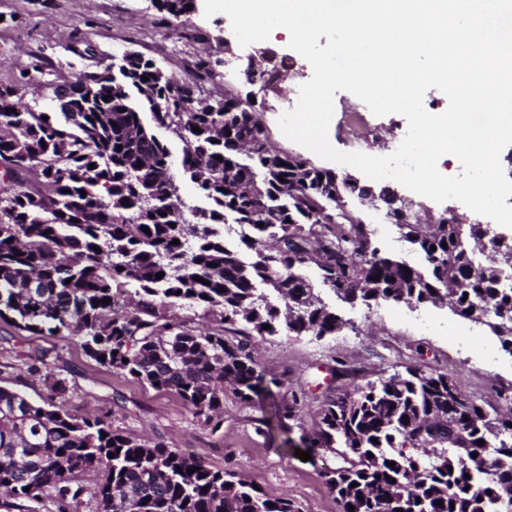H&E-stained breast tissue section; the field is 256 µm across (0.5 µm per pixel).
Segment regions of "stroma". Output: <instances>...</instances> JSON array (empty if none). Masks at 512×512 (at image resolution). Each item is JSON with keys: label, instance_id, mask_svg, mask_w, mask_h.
I'll list each match as a JSON object with an SVG mask.
<instances>
[{"label": "stroma", "instance_id": "stroma-1", "mask_svg": "<svg viewBox=\"0 0 512 512\" xmlns=\"http://www.w3.org/2000/svg\"><path fill=\"white\" fill-rule=\"evenodd\" d=\"M230 29V20L223 14L208 18L200 10L185 24L162 23L152 0H0V83L24 85L25 103L49 112L52 85L75 79L83 71L105 70L125 52H139L163 72L179 76L185 61L208 53L230 62L232 71L205 85V93L217 97L229 88L238 96L254 95L255 109L273 145L295 150V143L281 133L275 111L278 99L292 92V81L258 93L236 69L265 51L295 60L303 69L307 61L281 35L246 47L235 41L224 44L222 37ZM76 40L88 42L91 54L71 53L69 47ZM350 111L364 113L377 131L376 138L351 142L344 130ZM407 130L404 116H375L354 95L337 92L328 130L337 150L387 151ZM386 211L380 202L361 212L365 222L375 226L379 247L410 265L424 267L423 255L400 237ZM336 308L347 320L336 334L316 338L283 332L256 340L262 375L279 378L281 385L270 396L248 404L235 396L232 387H225L224 423L216 431L195 417L175 393L155 390L98 364L75 340L21 332L3 322L0 386L37 400L50 395L46 377L61 379L67 391L53 397L54 402L70 414L108 417L113 428L126 435L176 449L212 469L237 472L267 494L296 502L302 512H340L321 476L325 467L338 463V456L327 451L304 462L297 453L301 436L320 420L336 362H344L351 371L341 381L345 387L382 370L401 371L416 364L453 375L464 395L500 410L504 404L496 393L512 384V355L502 350L486 326L456 317L445 308L389 302L371 306L340 302ZM440 322L453 323L455 335L438 332ZM18 352L23 361H15ZM299 389L306 390L307 400L298 419H285L261 431L273 402L289 400Z\"/></svg>", "mask_w": 512, "mask_h": 512}]
</instances>
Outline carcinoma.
Instances as JSON below:
<instances>
[{"instance_id":"obj_1","label":"carcinoma","mask_w":512,"mask_h":512,"mask_svg":"<svg viewBox=\"0 0 512 512\" xmlns=\"http://www.w3.org/2000/svg\"><path fill=\"white\" fill-rule=\"evenodd\" d=\"M157 2L165 21H188L187 6L196 5ZM213 71V60L200 57L193 76L177 77L128 52L103 73L80 74L61 122L0 84L1 322L78 339L86 356L177 394L215 431L224 422V382L247 403L280 386L258 374L252 335L320 338L346 325L324 288L350 304L446 307L487 326L512 355V280L498 260L512 239L491 238L481 224H421L396 213L401 237L427 267L382 252L360 215L337 206L356 186L273 148L267 127L236 96L199 98ZM283 79L263 60L248 65L251 84ZM152 123L184 143L182 172L209 207L186 206ZM228 222L243 228L237 245L224 237ZM244 248L254 261L243 260ZM307 264L322 288L301 273ZM31 278L39 283L32 294ZM129 282L138 311L125 299ZM176 304L203 308L212 324L192 332L156 313ZM237 325L249 333L237 341L224 335ZM462 396L446 373L384 371L327 397L318 429L301 443L341 457L322 472L341 512H377L390 498L402 512H512V388L503 393L506 415ZM303 399L294 393L273 405L272 417L295 418ZM450 422L465 431L460 450L445 444ZM92 470L103 481L83 484L79 476ZM0 489V512H40L46 491L48 512H76L86 497L96 512H301L235 473L127 436L106 418H79L2 387Z\"/></svg>"}]
</instances>
